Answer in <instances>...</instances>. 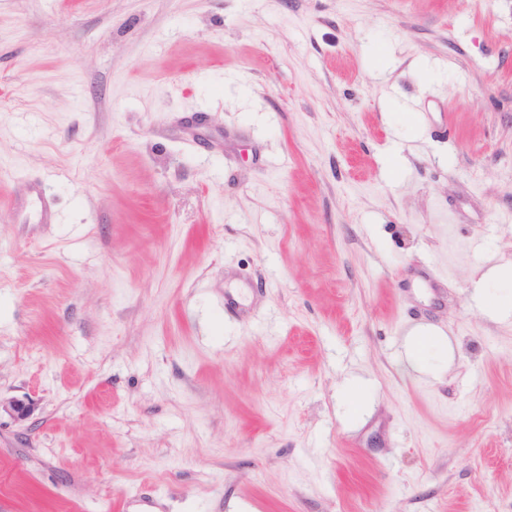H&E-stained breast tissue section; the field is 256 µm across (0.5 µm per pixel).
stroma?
<instances>
[{
    "mask_svg": "<svg viewBox=\"0 0 512 512\" xmlns=\"http://www.w3.org/2000/svg\"><path fill=\"white\" fill-rule=\"evenodd\" d=\"M1 193L0 512H512V0H0ZM512 263L488 267L474 282L471 300L488 315L505 321L512 318ZM409 361L416 370L437 378L441 371L439 363H433L440 352V359L450 353L444 334L436 329L418 327L414 329L406 341Z\"/></svg>",
    "mask_w": 512,
    "mask_h": 512,
    "instance_id": "35a3bbf8",
    "label": "stroma"
}]
</instances>
